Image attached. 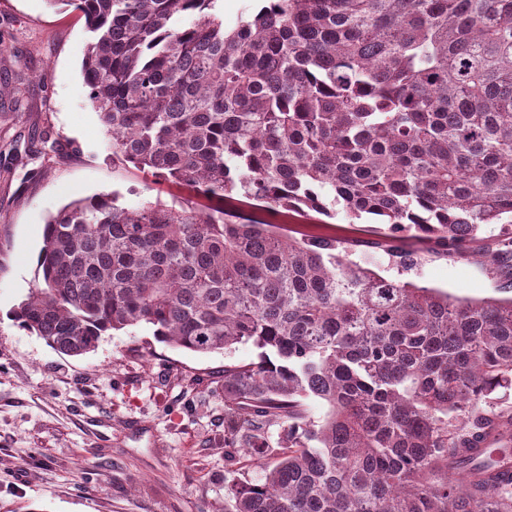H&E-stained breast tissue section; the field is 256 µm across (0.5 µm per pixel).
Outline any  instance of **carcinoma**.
<instances>
[{"label": "carcinoma", "mask_w": 512, "mask_h": 512, "mask_svg": "<svg viewBox=\"0 0 512 512\" xmlns=\"http://www.w3.org/2000/svg\"><path fill=\"white\" fill-rule=\"evenodd\" d=\"M50 2L85 18L112 152L196 200L63 206L12 320L70 357L140 325L199 354L259 349L224 366L225 512H512V409L493 406L512 298L387 278L236 215L243 197L374 216L401 272L404 231L452 253L496 225L512 282V0H269L231 31L220 0Z\"/></svg>", "instance_id": "obj_1"}]
</instances>
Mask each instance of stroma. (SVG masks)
Masks as SVG:
<instances>
[{"instance_id": "stroma-1", "label": "stroma", "mask_w": 512, "mask_h": 512, "mask_svg": "<svg viewBox=\"0 0 512 512\" xmlns=\"http://www.w3.org/2000/svg\"><path fill=\"white\" fill-rule=\"evenodd\" d=\"M87 41L73 7L0 0V512H224V367L255 361L256 347L200 355L142 325L69 357L9 316L41 280L44 227L59 208L99 192L130 209L189 196L113 155L81 72ZM47 132L55 151L43 147ZM263 218L398 274L383 250L388 227L374 218ZM494 241L423 252L407 277L460 298H510L484 256Z\"/></svg>"}]
</instances>
